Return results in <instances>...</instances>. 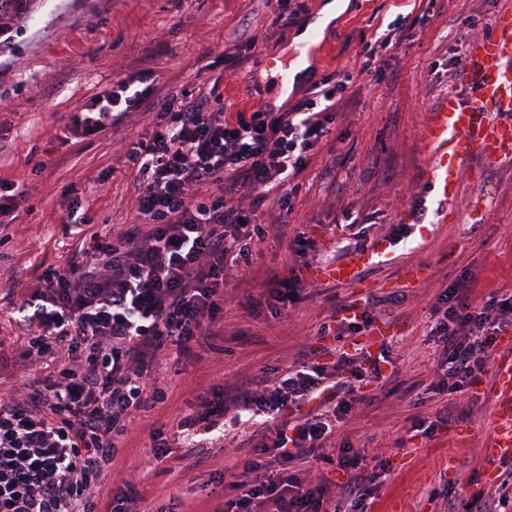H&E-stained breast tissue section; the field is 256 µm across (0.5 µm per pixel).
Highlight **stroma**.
Segmentation results:
<instances>
[{"label": "stroma", "instance_id": "1", "mask_svg": "<svg viewBox=\"0 0 512 512\" xmlns=\"http://www.w3.org/2000/svg\"><path fill=\"white\" fill-rule=\"evenodd\" d=\"M13 51L0 54V179L25 183L16 218L0 229V341L20 347L15 323L19 286L49 266H67L80 239L102 234L134 214L136 171L125 161L131 138L148 135L154 112L118 120L111 131L76 144L56 140L59 128L83 102L137 73H154L152 99L168 92L219 84L229 111L275 104L279 75L302 49L299 33L318 26L320 48L309 55V75L290 101L333 73L356 78L343 94L327 137L295 179L288 214L272 202L254 219L308 233L316 256L293 252L287 241L259 242L254 272L234 284L224 306V336L216 348L193 347L186 371L159 367L169 386L165 402L142 411L112 462V480L147 481L143 512H213L216 472L241 464L245 449L231 436L204 440L209 462L171 459L144 474L142 444L148 424L173 425L198 410L213 383L251 377L266 367H287L302 346L320 350L322 325L338 328L341 305L373 301L391 312L395 373L384 388L367 385L352 418L336 434L340 446L373 456L386 478L367 512H464L485 487L482 448L494 425L491 376L465 398L435 390L440 351L427 334L447 289L472 303L512 294V161L494 169L470 162L459 193L444 203L428 189L430 163L424 130L428 115L448 94L471 100L461 60L483 36L506 0H341L322 22L328 0H303L287 34L275 32V0H23ZM391 31L378 65L361 72L359 51L376 32ZM262 42L248 51L252 36ZM43 161L32 175L30 159ZM91 221L67 227L74 199ZM357 216L347 226V215ZM375 250L352 288L322 283L309 289L310 263L346 259L352 236ZM427 277L407 282L408 267ZM268 271L300 276L292 306L276 312L260 282ZM452 409L449 421L438 414ZM432 424L417 436V419Z\"/></svg>", "mask_w": 512, "mask_h": 512}]
</instances>
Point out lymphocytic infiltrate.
Segmentation results:
<instances>
[{"instance_id":"obj_1","label":"lymphocytic infiltrate","mask_w":512,"mask_h":512,"mask_svg":"<svg viewBox=\"0 0 512 512\" xmlns=\"http://www.w3.org/2000/svg\"><path fill=\"white\" fill-rule=\"evenodd\" d=\"M351 80L336 72L284 111L228 113L215 87L166 97L149 136L127 148L137 169L132 222L75 246L67 267H47L23 287L18 311L28 336L10 362L28 377L0 392V512H137L144 495L134 483L99 499L117 442L141 411L165 400L160 362L223 337L233 275L252 272L255 242L284 230L255 223L252 205L269 199L289 211V185L327 135ZM149 107L147 91L113 83L71 113L58 138L98 136L111 130L114 110ZM444 302L429 334L442 348L440 385L462 396L487 373L512 297L472 305L451 291ZM391 364L385 344L378 354L358 348L328 363L304 354L290 370L266 368L229 390L214 384L172 430L148 429L143 466L156 471L224 414L248 413L261 422L244 432L243 473L214 512H337L341 500L366 512L380 474L358 449L336 457L351 474L341 486L290 465L331 447L358 385L384 384Z\"/></svg>"}]
</instances>
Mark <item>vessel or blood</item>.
I'll use <instances>...</instances> for the list:
<instances>
[{"instance_id": "b4317fda", "label": "vessel or blood", "mask_w": 512, "mask_h": 512, "mask_svg": "<svg viewBox=\"0 0 512 512\" xmlns=\"http://www.w3.org/2000/svg\"><path fill=\"white\" fill-rule=\"evenodd\" d=\"M474 86L471 101L445 96L431 112L425 139L432 156L429 182L441 198L454 197L462 175L476 160L487 165L512 160V10H501L491 33L474 41L467 63ZM357 253L347 260L315 268L319 282L358 286ZM495 425L485 451V479L496 477V461L512 457V335L499 338L492 361Z\"/></svg>"}]
</instances>
